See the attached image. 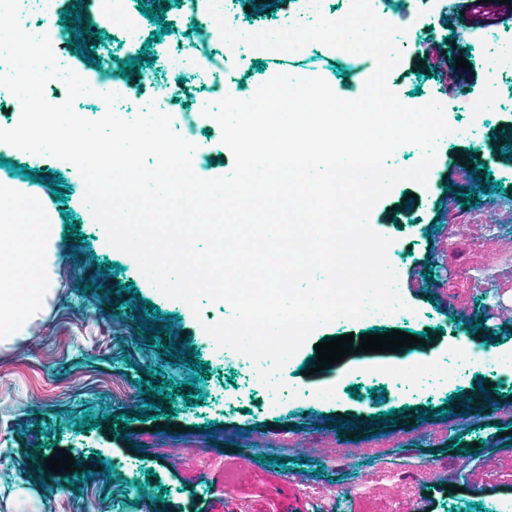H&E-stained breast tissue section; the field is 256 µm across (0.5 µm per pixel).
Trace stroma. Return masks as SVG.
Segmentation results:
<instances>
[{"mask_svg": "<svg viewBox=\"0 0 512 512\" xmlns=\"http://www.w3.org/2000/svg\"><path fill=\"white\" fill-rule=\"evenodd\" d=\"M298 0L260 15H248L243 0H232L229 16L241 30L252 33L278 29L284 16H298ZM378 16L400 27L396 41L402 58L387 77L388 87L405 105L438 100L451 128L470 129V138L441 137L426 185L397 184L374 206L370 224L392 238L388 257L398 273L399 292L407 305L402 317L382 320L387 330L410 329L427 335V346L415 354L430 360L417 385H398L381 369L399 360V353H371L341 362L346 371L337 398L313 397V389L330 384L331 370L303 376L299 368L314 345L347 334L361 335L364 320L335 321L317 329L289 361L285 388L268 398L265 385L250 376L248 366L234 359L230 349L217 347L207 325L230 316L223 302H204L193 314L184 302L163 296L140 273L134 259L108 245L101 225L84 203L85 183L77 169L56 172L52 158L21 150L0 149V181L29 188L52 212L57 226L50 289L42 308L26 332L0 341V512H211L215 501L230 503L235 512H269L278 483L302 474L319 473L336 489L313 497L309 512H392L395 502L418 501L421 512H496L499 502L512 499V421L493 415L497 404L512 403V373L493 372L468 357L469 346L486 354L512 352V320L484 319L493 302V281L502 279L504 266L497 256L512 253V157L498 148L497 137L512 126V72L500 69L498 50L483 43L489 25L512 33V10L494 13L471 24L467 43L456 45L449 60L466 57L460 76L466 85L448 95L437 73L423 63L429 38L446 37L442 18L460 17L459 0H372ZM127 11L139 24L135 41L120 33L121 20L100 16L93 28L99 36L89 56L69 54L68 64L86 81L100 78L104 66L146 56L147 82L125 81V99L136 103L145 87L161 90L187 80L195 92L190 104H158L172 118L176 133L187 132L192 142L205 144L194 170L203 178L229 175L233 157L222 142L218 123L204 113L215 100L214 85L223 81L227 94L250 98L256 87L280 74L275 58L294 60V53L246 48L222 67L205 74L186 69L172 72L167 58L177 50L195 52L184 6L168 0L158 22L128 0ZM172 23L184 36L173 39L160 27ZM307 64L293 75L321 77L341 97L362 92L374 73L371 56L340 51L323 54L318 43L307 44ZM264 69H257V62ZM472 159L475 179H451L456 154ZM40 170L45 182L27 179V170ZM501 183L500 191H478V180ZM475 191L476 202L461 196ZM414 202H407V194ZM75 232H68L67 220ZM119 270H111V263ZM135 285L136 294L126 292ZM437 290L444 304L429 302ZM171 325L172 336L148 340L137 328ZM497 342H488V335ZM171 344L178 358L164 355ZM197 352L202 371L187 364ZM180 384L197 379L202 393L198 404L186 392L174 401L165 394L145 395L147 373ZM497 384V391H480L479 382ZM361 387L362 398L350 396ZM385 387L384 400L370 397ZM446 409L447 419L419 421L428 409ZM394 411L395 423L376 425L374 414ZM146 413L172 416L169 425L137 431L129 421ZM100 425L85 431L83 418ZM354 423V430L335 428V421ZM305 442L309 460L299 463L292 447ZM365 449L361 458L338 456L345 445ZM72 453L76 473L54 474L44 465L55 449ZM243 448L265 450L269 462L250 479L224 482L221 469ZM193 466H186V459ZM112 465L110 477L90 479L99 462ZM414 465L410 482L395 480L405 465ZM161 509H154L157 498Z\"/></svg>", "mask_w": 512, "mask_h": 512, "instance_id": "35a3bbf8", "label": "stroma"}]
</instances>
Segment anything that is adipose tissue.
Segmentation results:
<instances>
[{"mask_svg":"<svg viewBox=\"0 0 512 512\" xmlns=\"http://www.w3.org/2000/svg\"><path fill=\"white\" fill-rule=\"evenodd\" d=\"M56 231L49 210L15 186L0 183V336H14L43 304L42 285Z\"/></svg>","mask_w":512,"mask_h":512,"instance_id":"1","label":"adipose tissue"}]
</instances>
